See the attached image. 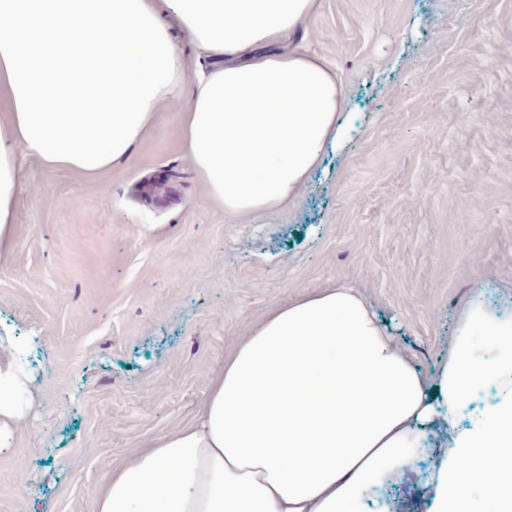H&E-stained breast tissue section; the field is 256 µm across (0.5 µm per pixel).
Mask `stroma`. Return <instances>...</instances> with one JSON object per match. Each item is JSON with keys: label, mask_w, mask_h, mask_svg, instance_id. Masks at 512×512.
<instances>
[{"label": "stroma", "mask_w": 512, "mask_h": 512, "mask_svg": "<svg viewBox=\"0 0 512 512\" xmlns=\"http://www.w3.org/2000/svg\"><path fill=\"white\" fill-rule=\"evenodd\" d=\"M304 36L357 121L286 205L215 207L175 112L93 178L25 160L0 345L25 349L33 404L0 512H95L112 467L299 293L357 288L430 377L475 291L512 313V0H319ZM447 448L437 431L387 503L430 512Z\"/></svg>", "instance_id": "obj_1"}]
</instances>
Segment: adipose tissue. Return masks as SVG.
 <instances>
[{
  "label": "adipose tissue",
  "instance_id": "obj_1",
  "mask_svg": "<svg viewBox=\"0 0 512 512\" xmlns=\"http://www.w3.org/2000/svg\"><path fill=\"white\" fill-rule=\"evenodd\" d=\"M317 0H0V250L21 160L93 177L180 116L210 199L245 216L296 198L353 116L298 33ZM211 60L198 77L178 42ZM32 402L0 349V449ZM451 434L432 512H512V316L481 293L428 378L353 288L275 307L211 377L195 417L100 484L95 512H371Z\"/></svg>",
  "mask_w": 512,
  "mask_h": 512
}]
</instances>
